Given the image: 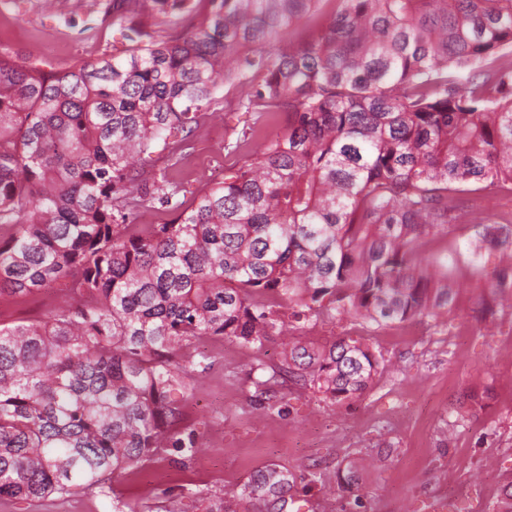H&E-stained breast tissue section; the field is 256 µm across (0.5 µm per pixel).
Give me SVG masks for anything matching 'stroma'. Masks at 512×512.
<instances>
[{
  "instance_id": "obj_1",
  "label": "stroma",
  "mask_w": 512,
  "mask_h": 512,
  "mask_svg": "<svg viewBox=\"0 0 512 512\" xmlns=\"http://www.w3.org/2000/svg\"><path fill=\"white\" fill-rule=\"evenodd\" d=\"M92 24L89 14L44 12L40 0H0V48L46 71L122 49L115 25ZM238 95L221 89L177 164L143 162L144 181L164 167L188 193L214 185L230 164L225 140L248 118L235 108ZM64 299L53 288L0 295V323L40 319ZM339 337L368 340L385 361L365 394L336 404L282 376L289 339L322 345ZM207 349L211 367L182 402L187 424L203 437L200 452L162 449L107 493L0 496V512H254L241 491L271 467L294 474L285 497L308 501V512H430L438 498L458 503V512H492L512 483L510 314L488 327L465 301L444 327L413 320L377 330L350 315L311 316L258 350L228 339ZM352 463L360 485L348 490L337 473Z\"/></svg>"
}]
</instances>
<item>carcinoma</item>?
Returning <instances> with one entry per match:
<instances>
[{
  "label": "carcinoma",
  "instance_id": "carcinoma-1",
  "mask_svg": "<svg viewBox=\"0 0 512 512\" xmlns=\"http://www.w3.org/2000/svg\"><path fill=\"white\" fill-rule=\"evenodd\" d=\"M107 8L125 43L108 59L47 72L0 51V294L70 299L0 324V495L103 492L163 448L202 447L179 428L210 367L200 341L259 349L285 304L376 329L444 326L467 288L485 319L512 310V217L467 197L512 192V0ZM222 86L251 113L224 182L190 203L164 169L143 182L138 160L174 156ZM143 208L168 219L137 224ZM436 236L445 260L419 251ZM383 368L338 338L294 343L282 371L339 404ZM286 485L270 468L242 498L283 512Z\"/></svg>",
  "mask_w": 512,
  "mask_h": 512
}]
</instances>
